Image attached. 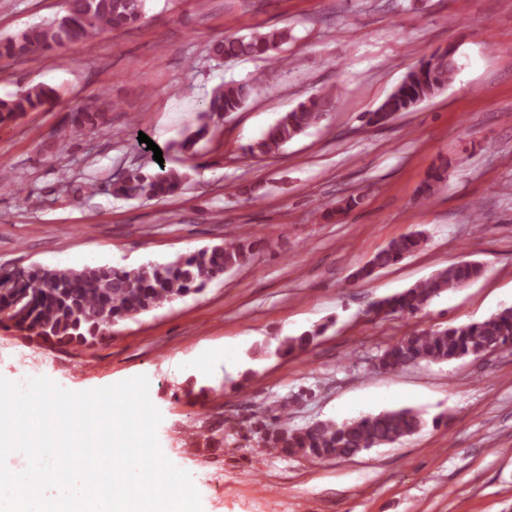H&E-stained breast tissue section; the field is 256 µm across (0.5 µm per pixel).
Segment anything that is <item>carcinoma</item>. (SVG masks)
<instances>
[{"label": "carcinoma", "instance_id": "carcinoma-1", "mask_svg": "<svg viewBox=\"0 0 512 512\" xmlns=\"http://www.w3.org/2000/svg\"><path fill=\"white\" fill-rule=\"evenodd\" d=\"M145 16V0H66L65 14L0 38V59L37 61L48 52L86 43L104 31L127 29ZM292 39L287 29L249 37L215 41L212 53L228 60L263 59L273 67L289 64L283 45ZM457 70L450 50L421 52L418 63L376 108L365 115L369 125L388 122L396 114L409 112L447 86ZM258 91L252 82H230L217 89L200 110V124L175 144L177 151H194L211 131L214 118L240 111ZM337 90H323L300 102L269 128L264 138L249 146L250 152L268 154L298 138L326 119ZM57 97V91L37 84L0 98V126L17 115L34 112ZM106 112L96 102L75 108L72 126L93 130ZM189 175L173 168L139 169L111 183L112 195L144 201L160 200L181 192ZM444 179L434 169L420 189L428 201ZM422 234L412 232L391 241L353 274L365 280L416 252ZM250 235L242 233L222 246L201 249L167 264L135 267L94 266L80 270L34 266L18 275L11 288L0 295V325L44 344L90 349L112 337L114 327L176 299L201 292L207 284L241 266L250 253ZM482 265L459 262L436 271L414 286L385 297L374 310L386 316L414 314L441 294L467 287L482 275ZM322 330L286 338L280 345L285 355L305 351ZM512 348V306L504 307L477 322L429 328L413 332L383 348L377 368L385 373L412 365L439 364L479 357L495 349ZM288 406L283 401L276 413L258 418L252 434L263 447L284 456H299L325 462L356 456L371 448L400 442L425 426L421 415L410 408L385 410L338 423L316 421L303 427L288 425Z\"/></svg>", "mask_w": 512, "mask_h": 512}]
</instances>
